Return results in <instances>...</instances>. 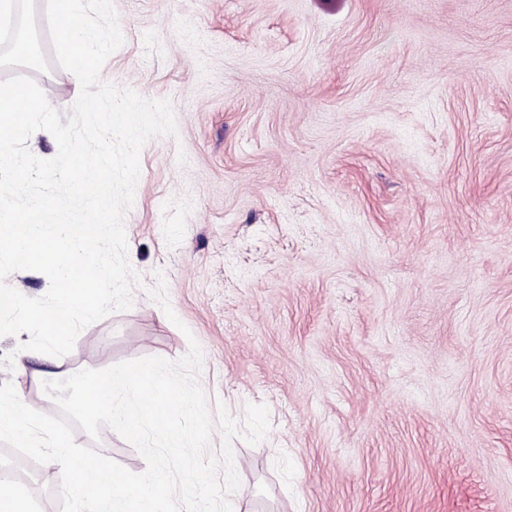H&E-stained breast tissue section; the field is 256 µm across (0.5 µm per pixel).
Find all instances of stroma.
Wrapping results in <instances>:
<instances>
[{"instance_id":"1","label":"stroma","mask_w":512,"mask_h":512,"mask_svg":"<svg viewBox=\"0 0 512 512\" xmlns=\"http://www.w3.org/2000/svg\"><path fill=\"white\" fill-rule=\"evenodd\" d=\"M33 79L68 115L46 0H15ZM101 78L167 99L125 218L129 309L0 383L58 414L56 372L183 358L236 420L234 512H512V0H113ZM165 282L170 322L148 294ZM140 473L109 427L75 430ZM30 512H61L54 463L0 444Z\"/></svg>"}]
</instances>
